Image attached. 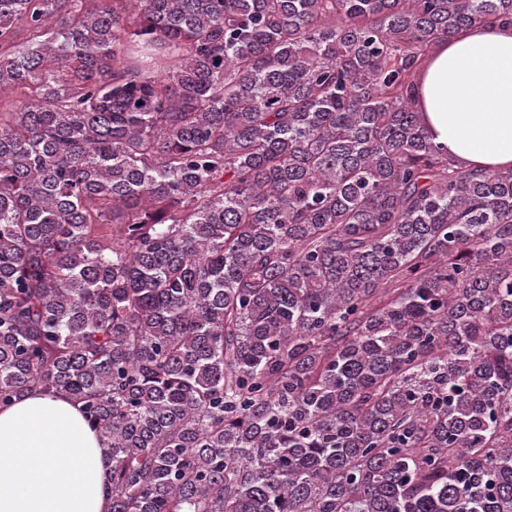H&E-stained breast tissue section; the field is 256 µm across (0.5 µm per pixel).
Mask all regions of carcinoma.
<instances>
[{
	"label": "carcinoma",
	"instance_id": "cac0c4a2",
	"mask_svg": "<svg viewBox=\"0 0 512 512\" xmlns=\"http://www.w3.org/2000/svg\"><path fill=\"white\" fill-rule=\"evenodd\" d=\"M512 0H0V408L109 512H512V169L424 132ZM109 484L79 404L32 392L0 410V512H108Z\"/></svg>",
	"mask_w": 512,
	"mask_h": 512
}]
</instances>
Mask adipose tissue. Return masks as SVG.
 Listing matches in <instances>:
<instances>
[{"label":"adipose tissue","mask_w":512,"mask_h":512,"mask_svg":"<svg viewBox=\"0 0 512 512\" xmlns=\"http://www.w3.org/2000/svg\"><path fill=\"white\" fill-rule=\"evenodd\" d=\"M426 135L464 166L512 168V25L435 43L416 81ZM109 471L79 404L32 392L0 409V512H108Z\"/></svg>","instance_id":"adipose-tissue-1"}]
</instances>
